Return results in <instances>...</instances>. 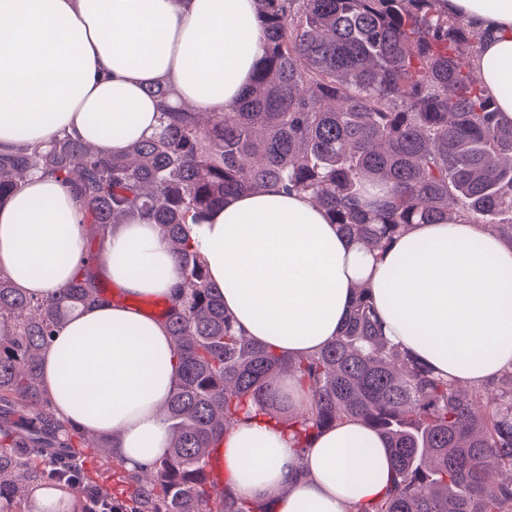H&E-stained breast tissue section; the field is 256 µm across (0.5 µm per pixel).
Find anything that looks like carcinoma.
<instances>
[{"instance_id":"cac0c4a2","label":"carcinoma","mask_w":512,"mask_h":512,"mask_svg":"<svg viewBox=\"0 0 512 512\" xmlns=\"http://www.w3.org/2000/svg\"><path fill=\"white\" fill-rule=\"evenodd\" d=\"M440 0H254L266 45L230 112L197 119L157 83L164 125L121 155L69 136L21 152L0 149V204L34 174L82 203L89 253L136 216L156 226L178 264L180 299L166 326L178 359L164 404L169 452L129 512H268L266 502L204 490L208 457L243 411H255L309 448L322 431L359 420L389 444L387 493L358 512H512V369L495 385L463 387L382 336L368 288H355L344 330L316 355L294 358L234 329L222 291L192 245L194 227L224 199L277 186L304 192L332 223L375 254L414 224L463 218L512 241V122L497 118L461 45L481 36ZM105 290L85 269L51 300L0 272V512L34 481L88 492L97 474L49 476L48 460L111 435L73 434L54 419L41 375L56 328ZM307 391L299 418L280 394L283 373Z\"/></svg>"}]
</instances>
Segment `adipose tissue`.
Wrapping results in <instances>:
<instances>
[{
  "label": "adipose tissue",
  "mask_w": 512,
  "mask_h": 512,
  "mask_svg": "<svg viewBox=\"0 0 512 512\" xmlns=\"http://www.w3.org/2000/svg\"><path fill=\"white\" fill-rule=\"evenodd\" d=\"M485 35L470 65L512 121V0H443ZM265 47L253 0H0V147L54 133L123 153L159 128L147 89L167 81L204 112L231 110ZM88 228L79 200L32 179L0 207V270L43 298L82 267ZM224 308L246 335L292 357L319 352L366 284L391 342L437 375L481 386L512 367V241L467 222L416 224L380 257L365 252L302 193L271 186L225 200L194 238ZM124 300L90 306L61 328L42 360L57 420L116 433L128 471L168 450L159 412L175 384L163 320L139 300L173 303L179 270L149 221L108 238L93 269ZM220 453L225 488L273 512H357L384 495L390 450L357 421L322 431L297 453L288 430L241 414Z\"/></svg>",
  "instance_id": "ef3b65f1"
}]
</instances>
